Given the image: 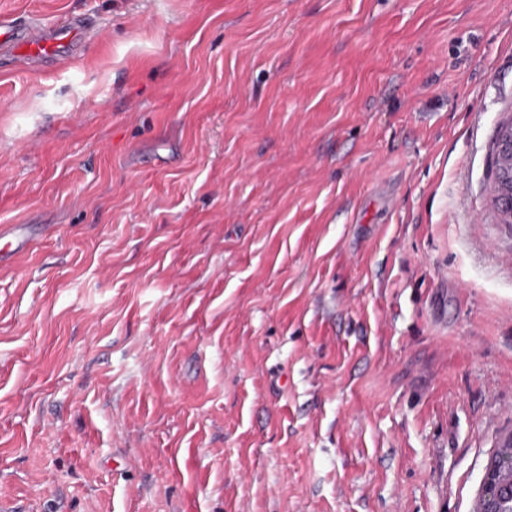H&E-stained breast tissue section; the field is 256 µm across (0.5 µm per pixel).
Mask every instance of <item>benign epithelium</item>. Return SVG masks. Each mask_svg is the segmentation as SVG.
I'll return each mask as SVG.
<instances>
[{
	"label": "benign epithelium",
	"instance_id": "1",
	"mask_svg": "<svg viewBox=\"0 0 512 512\" xmlns=\"http://www.w3.org/2000/svg\"><path fill=\"white\" fill-rule=\"evenodd\" d=\"M502 161L509 168L508 184L493 178L499 196L512 201V113L501 124L494 146L493 161ZM474 512H512V429L502 432L495 442V451L486 464Z\"/></svg>",
	"mask_w": 512,
	"mask_h": 512
}]
</instances>
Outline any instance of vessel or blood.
Wrapping results in <instances>:
<instances>
[{"mask_svg":"<svg viewBox=\"0 0 512 512\" xmlns=\"http://www.w3.org/2000/svg\"><path fill=\"white\" fill-rule=\"evenodd\" d=\"M91 26L80 16H71L57 25L36 19L0 18V55L18 54L38 64L70 54L89 37Z\"/></svg>","mask_w":512,"mask_h":512,"instance_id":"1","label":"vessel or blood"}]
</instances>
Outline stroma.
I'll return each instance as SVG.
<instances>
[{"label": "stroma", "mask_w": 512, "mask_h": 512, "mask_svg": "<svg viewBox=\"0 0 512 512\" xmlns=\"http://www.w3.org/2000/svg\"><path fill=\"white\" fill-rule=\"evenodd\" d=\"M0 512H473L512 429V0H0ZM89 22L81 16L66 17L57 25L37 19L0 18V55L17 53L33 64L70 55L75 46L90 38ZM501 160L505 164V168H509L508 178L500 181L496 177L497 161ZM493 186L495 200L496 191L498 190L500 198H507L512 202V113H508L501 124L497 140L494 146V158H493ZM503 181H508L507 185H503Z\"/></svg>", "instance_id": "35a3bbf8"}]
</instances>
